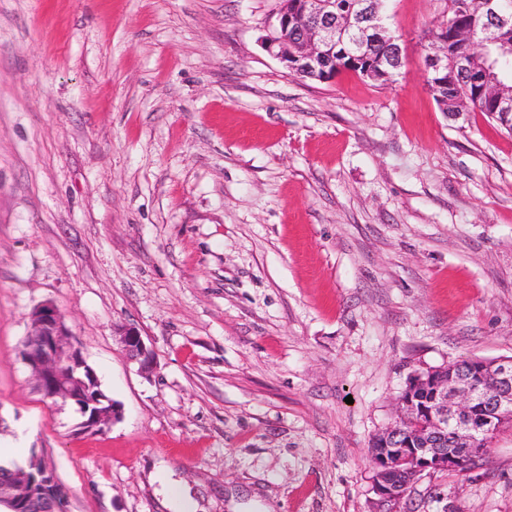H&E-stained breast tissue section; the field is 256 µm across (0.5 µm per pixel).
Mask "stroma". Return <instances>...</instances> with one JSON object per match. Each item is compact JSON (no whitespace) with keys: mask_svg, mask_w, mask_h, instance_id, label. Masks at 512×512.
I'll list each match as a JSON object with an SVG mask.
<instances>
[{"mask_svg":"<svg viewBox=\"0 0 512 512\" xmlns=\"http://www.w3.org/2000/svg\"><path fill=\"white\" fill-rule=\"evenodd\" d=\"M277 0H0V440L68 512H378L409 376L512 357V135L441 112L387 0L394 82L290 74ZM52 302L122 417L82 433L19 359ZM156 361L140 373L116 327ZM404 512H512V428Z\"/></svg>","mask_w":512,"mask_h":512,"instance_id":"stroma-1","label":"stroma"}]
</instances>
